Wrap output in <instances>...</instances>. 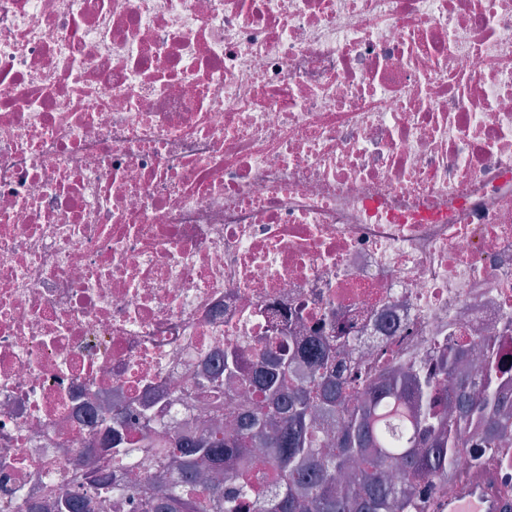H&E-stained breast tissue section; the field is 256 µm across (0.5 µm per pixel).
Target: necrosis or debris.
<instances>
[{
  "instance_id": "obj_1",
  "label": "necrosis or debris",
  "mask_w": 512,
  "mask_h": 512,
  "mask_svg": "<svg viewBox=\"0 0 512 512\" xmlns=\"http://www.w3.org/2000/svg\"><path fill=\"white\" fill-rule=\"evenodd\" d=\"M512 386V0H0V512L206 432L226 348Z\"/></svg>"
}]
</instances>
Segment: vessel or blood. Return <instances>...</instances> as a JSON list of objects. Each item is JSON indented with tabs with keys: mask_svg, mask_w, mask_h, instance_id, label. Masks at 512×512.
<instances>
[{
	"mask_svg": "<svg viewBox=\"0 0 512 512\" xmlns=\"http://www.w3.org/2000/svg\"><path fill=\"white\" fill-rule=\"evenodd\" d=\"M429 512H512V497L498 473L482 468L459 476Z\"/></svg>",
	"mask_w": 512,
	"mask_h": 512,
	"instance_id": "obj_1",
	"label": "vessel or blood"
}]
</instances>
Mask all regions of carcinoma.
Returning a JSON list of instances; mask_svg holds the SVG:
<instances>
[{
  "label": "carcinoma",
  "instance_id": "cac0c4a2",
  "mask_svg": "<svg viewBox=\"0 0 512 512\" xmlns=\"http://www.w3.org/2000/svg\"><path fill=\"white\" fill-rule=\"evenodd\" d=\"M334 342L312 336L302 345L309 378L295 383L296 353L286 337H274L245 374L256 400L211 433L173 437L145 406L112 414V462L126 455L131 420L143 464H160L171 477L162 493H139L140 512H237L254 495L259 468L274 491L259 495L258 512H427L456 478L483 467V452H512V400L474 378L494 373L488 354L459 373L469 351L448 348L445 389L421 364L378 374L340 368ZM353 388L356 404L347 401ZM395 460L401 477L392 481ZM75 479L96 485V497L63 493L57 512H100L111 487L96 476Z\"/></svg>",
  "mask_w": 512,
  "mask_h": 512
}]
</instances>
